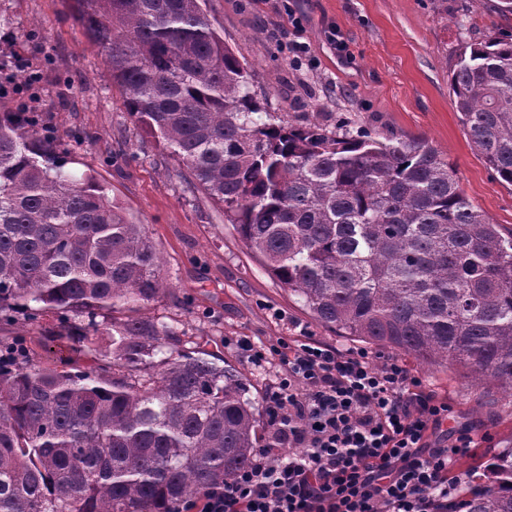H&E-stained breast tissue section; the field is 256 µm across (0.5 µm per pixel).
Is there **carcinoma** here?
<instances>
[{
  "label": "carcinoma",
  "mask_w": 512,
  "mask_h": 512,
  "mask_svg": "<svg viewBox=\"0 0 512 512\" xmlns=\"http://www.w3.org/2000/svg\"><path fill=\"white\" fill-rule=\"evenodd\" d=\"M74 4L127 112L317 322L469 378L482 403L512 398V233L436 148L263 121L201 0ZM448 82L470 147L512 185V35L461 43ZM65 165L0 113V321L53 311L112 336L110 360L72 371L0 341V512H178L249 463L259 409L239 373L141 315L166 289L145 225ZM448 512H512V448Z\"/></svg>",
  "instance_id": "obj_1"
}]
</instances>
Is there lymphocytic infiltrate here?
Masks as SVG:
<instances>
[{
    "mask_svg": "<svg viewBox=\"0 0 512 512\" xmlns=\"http://www.w3.org/2000/svg\"><path fill=\"white\" fill-rule=\"evenodd\" d=\"M241 346L256 367L280 364L264 396L271 437L185 512H448L450 465L471 438H437L448 403L402 361L311 336Z\"/></svg>",
    "mask_w": 512,
    "mask_h": 512,
    "instance_id": "lymphocytic-infiltrate-1",
    "label": "lymphocytic infiltrate"
}]
</instances>
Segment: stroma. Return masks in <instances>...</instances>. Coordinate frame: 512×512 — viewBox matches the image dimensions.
<instances>
[{"mask_svg":"<svg viewBox=\"0 0 512 512\" xmlns=\"http://www.w3.org/2000/svg\"><path fill=\"white\" fill-rule=\"evenodd\" d=\"M468 11H461V4ZM500 0H206L204 9L225 43L253 70V89L275 121L292 125L337 121L383 137L409 136L447 156L465 195L512 232V185L499 181L472 151L454 107L448 73L461 41L512 33V13ZM312 60L288 51L295 27ZM336 30L347 46L328 40ZM21 59L11 76L18 93L0 96L1 112H27L56 140L70 171L93 169L111 195L144 224L162 262L168 288L144 310L181 334L187 348L223 358L262 404L278 368H255L237 342H269L306 334L340 349L356 343L320 325L275 281L232 231L223 207L198 190L186 169L128 114L121 89L77 20L71 0H0V37ZM79 322L62 326L54 313L39 323H0V338L17 339L41 365L59 363L72 347L80 366L112 348L105 332L73 346ZM428 389L446 399L450 434L468 430L473 443L449 476L459 488L484 484L496 449L512 446V403L480 405L467 380L415 368Z\"/></svg>","mask_w":512,"mask_h":512,"instance_id":"35a3bbf8","label":"stroma"}]
</instances>
